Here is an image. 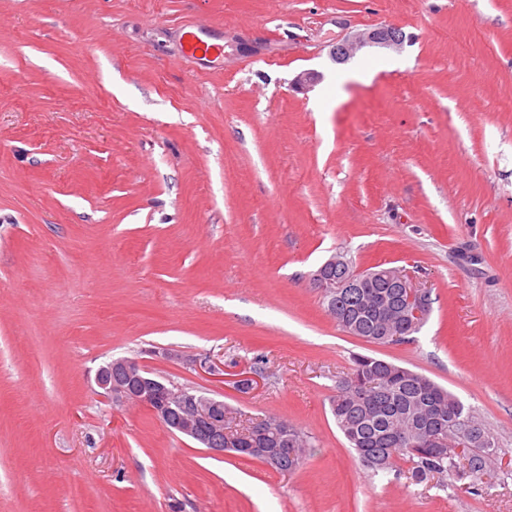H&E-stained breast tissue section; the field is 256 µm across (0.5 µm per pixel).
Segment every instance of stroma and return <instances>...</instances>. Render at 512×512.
I'll list each match as a JSON object with an SVG mask.
<instances>
[{
	"mask_svg": "<svg viewBox=\"0 0 512 512\" xmlns=\"http://www.w3.org/2000/svg\"><path fill=\"white\" fill-rule=\"evenodd\" d=\"M196 25L223 57L181 56ZM381 26L400 49L336 61ZM509 100L512 0H0V512H512ZM339 252L429 290L413 342L337 326ZM356 354L457 396L505 473L372 475L329 406ZM119 358L294 424L304 465L112 405Z\"/></svg>",
	"mask_w": 512,
	"mask_h": 512,
	"instance_id": "35a3bbf8",
	"label": "stroma"
}]
</instances>
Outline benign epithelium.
Listing matches in <instances>:
<instances>
[{"mask_svg": "<svg viewBox=\"0 0 512 512\" xmlns=\"http://www.w3.org/2000/svg\"><path fill=\"white\" fill-rule=\"evenodd\" d=\"M404 38L395 37L383 28L368 32L356 33L336 45L335 56L338 61H346L353 57L358 50L365 46L381 45L397 47ZM351 260L344 254H336L324 262L313 274L315 288L324 293H334L343 288L361 287L359 274L350 271ZM373 277H380L389 284L395 285L408 292L410 299L417 300V306L410 314L402 315L409 321L410 326H416L427 315L425 300L429 292L417 286L405 271L389 267L375 270ZM119 372L123 379L116 380L112 374ZM97 386L102 390L103 397L115 405H137L143 398L152 400L151 409L154 417L165 423L171 413L179 416L174 425V431L192 439L204 448L212 449L214 453H222L224 449L212 447L208 433H224V401L213 397L202 396L196 392L185 390L175 391L160 380L153 377L138 362L128 359L111 361L101 366L95 375Z\"/></svg>", "mask_w": 512, "mask_h": 512, "instance_id": "benign-epithelium-1", "label": "benign epithelium"}]
</instances>
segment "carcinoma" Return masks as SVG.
Masks as SVG:
<instances>
[{"label": "carcinoma", "mask_w": 512, "mask_h": 512, "mask_svg": "<svg viewBox=\"0 0 512 512\" xmlns=\"http://www.w3.org/2000/svg\"><path fill=\"white\" fill-rule=\"evenodd\" d=\"M379 295L391 298L395 307L403 303L402 292L371 279L360 288L324 294L322 303L344 331L386 345L379 331L396 328L400 321L393 313L381 314L368 306L367 298ZM330 410L350 447L376 474L390 472L404 461L409 464L404 474L414 485L446 474L477 487L483 476L491 475L482 470L486 456L498 453L491 432L460 399L411 369L372 356H355L351 371L337 382ZM440 440L460 452L433 453ZM213 441L218 448L259 460L281 473L293 471L288 466L290 452L303 461L311 447L308 435L274 417L243 427L227 424L224 434Z\"/></svg>", "instance_id": "1"}]
</instances>
